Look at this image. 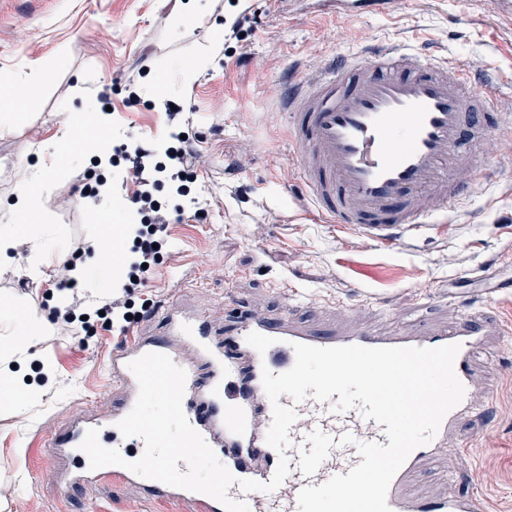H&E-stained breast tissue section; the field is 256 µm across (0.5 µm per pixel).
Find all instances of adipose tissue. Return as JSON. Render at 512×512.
Returning <instances> with one entry per match:
<instances>
[{
    "label": "adipose tissue",
    "mask_w": 512,
    "mask_h": 512,
    "mask_svg": "<svg viewBox=\"0 0 512 512\" xmlns=\"http://www.w3.org/2000/svg\"><path fill=\"white\" fill-rule=\"evenodd\" d=\"M48 174L44 166H35L15 186L13 197L0 206V269L22 267L31 279H40L46 268L61 262L64 250L61 238L41 239L40 228L45 219L39 207V191ZM28 245L27 254H19L21 245ZM0 322L7 324L14 338L12 344L0 343V353L10 355L28 336L41 332L45 318L37 310L18 309L8 298L0 299Z\"/></svg>",
    "instance_id": "ef3b65f1"
}]
</instances>
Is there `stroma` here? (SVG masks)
Masks as SVG:
<instances>
[{"label": "stroma", "instance_id": "35a3bbf8", "mask_svg": "<svg viewBox=\"0 0 512 512\" xmlns=\"http://www.w3.org/2000/svg\"><path fill=\"white\" fill-rule=\"evenodd\" d=\"M494 2L403 0L396 11L354 19L316 11L309 0H248L255 21L244 45L220 47L187 84L180 66L238 16L229 0H0V83L23 85L31 96L26 120L0 134V196L11 194L27 163L42 162L51 171L40 195L46 231L62 233L68 254L79 243L94 245L102 221L128 223L129 212L113 207L130 202L137 188L130 163L110 173V196L87 198L79 188L90 180L91 160L57 157L54 147L71 110L98 105L103 89L112 102L108 150L133 144L157 157L185 132L199 154L155 271L131 294L146 333L162 335L149 314L171 298L186 311L205 308L214 337L228 342L241 321L285 314L318 331L419 335L454 322L463 299L482 296V412L450 431V466L424 465L411 488L427 500L474 493L487 512H512V137L484 142L491 171L484 182L457 169L469 196L450 230L384 247L300 205L303 178L289 152L282 99L288 73L377 41L415 42L449 54L474 76L475 89L485 77L502 78L500 120L512 124V14ZM60 47L65 56L51 82H38L41 64ZM130 79L140 95L133 105L125 102ZM170 105L180 109L172 119ZM131 258L126 250L106 271L90 267L74 286L53 268L40 280L0 271V295L49 318L65 299L63 307L87 314L89 329L80 341L48 325L0 359V375L16 372L36 389L17 407L0 406V512H194L115 480L62 492L55 472L66 461L47 459L42 448L70 420L112 414L126 400L105 368L118 332L84 296L98 277L121 278ZM489 267L497 286L481 277Z\"/></svg>", "mask_w": 512, "mask_h": 512}]
</instances>
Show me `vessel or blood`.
I'll return each instance as SVG.
<instances>
[{
	"instance_id": "obj_1",
	"label": "vessel or blood",
	"mask_w": 512,
	"mask_h": 512,
	"mask_svg": "<svg viewBox=\"0 0 512 512\" xmlns=\"http://www.w3.org/2000/svg\"><path fill=\"white\" fill-rule=\"evenodd\" d=\"M288 141L304 181V203L324 221L349 227L377 243L393 246L404 235L429 229L434 210L461 205L464 192L455 179L461 166L484 173L485 159L477 152L479 141L493 137L496 127L483 121L496 112L498 86L474 94L471 78L457 69L450 57L426 58L412 45L393 41L329 63L324 71L291 75L284 88ZM434 201L428 209L426 201ZM165 337L148 339L136 326H125L122 339L107 359L113 382L137 397L138 384L128 368L133 359L156 352L167 355L187 374L182 407L190 426L236 477L228 494L246 501L250 512H299L303 487L319 486L338 474H348L361 458L360 442L387 444L384 428L363 418L360 408L333 411L330 403L306 399L293 403L288 395L279 402L294 407L298 418L290 428L291 444L278 453L266 442L272 406L262 388V372L282 373L295 361L293 343L317 347H439L459 344L454 370L465 387L461 403L443 419L434 439L416 448L394 476L388 491L392 512H484L480 496H448L422 504L406 494L410 474L426 459L447 453L448 432L462 416L475 412V361L485 331L473 316L460 318L452 329L424 336L373 333L360 330L344 335L320 336L290 320L242 321L232 345L207 339L204 312L182 315L177 302L155 312ZM196 346L209 367L200 376L195 362L180 349ZM247 365L248 387L240 385V365ZM117 416L74 421L68 432L53 436L45 445L63 451L73 468L61 478L62 486L95 484L110 478L138 483L151 495L192 504L197 512H224L212 497L172 487L138 475L121 466L90 469L79 445L88 429L99 431L100 442L118 449L124 458L138 459L144 451L140 438H123ZM322 431L333 438L349 434L353 444L332 447L314 475L299 467L300 448L308 434ZM287 457L289 473L273 492H244L239 480L269 482L280 457Z\"/></svg>"
}]
</instances>
